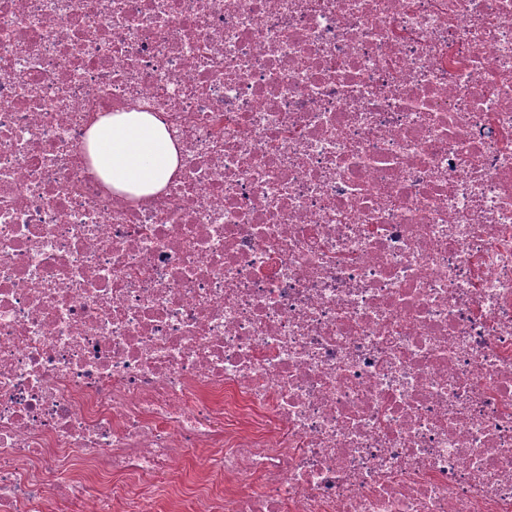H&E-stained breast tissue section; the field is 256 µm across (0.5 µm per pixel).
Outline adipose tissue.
<instances>
[{
  "label": "adipose tissue",
  "mask_w": 512,
  "mask_h": 512,
  "mask_svg": "<svg viewBox=\"0 0 512 512\" xmlns=\"http://www.w3.org/2000/svg\"><path fill=\"white\" fill-rule=\"evenodd\" d=\"M86 152L92 171L114 192L133 198L160 191L179 166L166 126L147 112H114L90 128Z\"/></svg>",
  "instance_id": "ef3b65f1"
}]
</instances>
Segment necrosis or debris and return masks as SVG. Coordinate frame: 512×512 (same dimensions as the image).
Masks as SVG:
<instances>
[{"mask_svg": "<svg viewBox=\"0 0 512 512\" xmlns=\"http://www.w3.org/2000/svg\"><path fill=\"white\" fill-rule=\"evenodd\" d=\"M511 139L512 0H0V512H512ZM86 152L92 171L112 191L138 198L160 191L179 167L177 146L149 112H114L90 128Z\"/></svg>", "mask_w": 512, "mask_h": 512, "instance_id": "obj_1", "label": "necrosis or debris"}]
</instances>
